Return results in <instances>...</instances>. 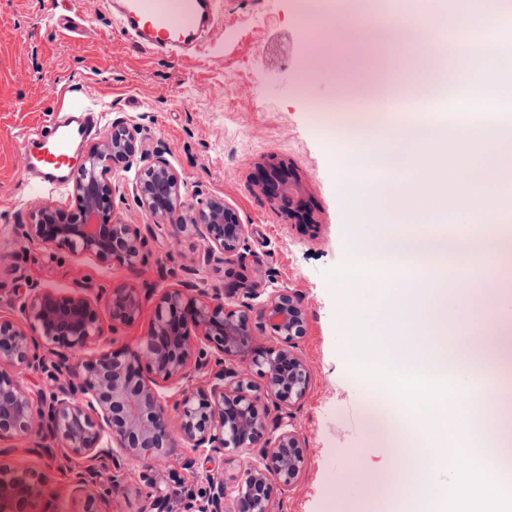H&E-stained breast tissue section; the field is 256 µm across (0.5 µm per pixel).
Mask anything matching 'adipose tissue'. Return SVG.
Masks as SVG:
<instances>
[{
    "mask_svg": "<svg viewBox=\"0 0 512 512\" xmlns=\"http://www.w3.org/2000/svg\"><path fill=\"white\" fill-rule=\"evenodd\" d=\"M383 10L398 20L407 43L425 49L432 65L412 83L393 86L389 95L397 104L416 106L427 92H442L453 112L419 123L390 124L387 133L394 150L389 158L402 173L403 192H389L382 202H369L366 221L385 230L368 242L350 248L355 270H382L387 260L421 262L428 269L422 289L432 290V316L436 326L456 323L461 333L450 353L418 358L393 351L385 362H374L373 371L401 381L426 379L427 413H415L413 424L422 430L440 427L439 445L446 461H456L459 442L472 434V414L462 411L459 398L472 375V333L469 316L458 302L456 290L439 280L447 270L446 259L455 253L456 241L449 225L474 224L494 218L512 197V41L500 40L487 47L468 41H449V29L461 28L472 15L501 26L512 20V0H415L414 8L384 0ZM440 147L458 165L479 160L476 177L459 188L448 207L424 209L407 206L408 194L416 193L425 179H438L444 166L437 161L421 164L422 152Z\"/></svg>",
    "mask_w": 512,
    "mask_h": 512,
    "instance_id": "ef3b65f1",
    "label": "adipose tissue"
}]
</instances>
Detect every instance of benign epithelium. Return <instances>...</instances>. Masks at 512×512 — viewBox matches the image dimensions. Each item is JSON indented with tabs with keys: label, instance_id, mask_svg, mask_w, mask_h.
<instances>
[{
	"label": "benign epithelium",
	"instance_id": "1",
	"mask_svg": "<svg viewBox=\"0 0 512 512\" xmlns=\"http://www.w3.org/2000/svg\"><path fill=\"white\" fill-rule=\"evenodd\" d=\"M134 166L132 193L144 215L164 219L185 208L181 182L167 159L143 148L123 122L115 121L82 155L71 180L75 207H36L28 223L19 225L22 238L135 268L153 230L115 217L112 183V172ZM265 175L263 191L288 200L284 176L274 168ZM170 228L174 236H200L207 264L240 255L246 241L236 211L219 198L196 209L190 223ZM150 300L152 320L135 345L83 356L103 335L101 311L115 333L134 325ZM13 308L20 320L0 315V442L27 437L33 441L29 452L42 456L50 440L88 459L72 480L74 493L85 500L82 512H99L98 499L112 493L132 461L145 464L144 485L163 505L168 493L155 474L169 458L174 427L185 447L208 461L253 456L243 474L230 481L223 474L205 475L208 490L185 512H274V489L289 491L299 482L306 444L279 418L269 417L271 406L300 405L311 380L296 350L307 314L288 289L211 293L192 281L179 288H95L75 281L59 291L33 282ZM253 312L269 331L265 346L255 345ZM21 370L45 374L58 386L35 401L19 378ZM253 374L262 380L265 403ZM173 386L180 388V397L170 414L165 390ZM102 460L113 468L105 483L94 467ZM52 498L38 470L0 467V512H37Z\"/></svg>",
	"mask_w": 512,
	"mask_h": 512
}]
</instances>
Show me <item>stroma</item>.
<instances>
[{
    "mask_svg": "<svg viewBox=\"0 0 512 512\" xmlns=\"http://www.w3.org/2000/svg\"><path fill=\"white\" fill-rule=\"evenodd\" d=\"M72 32L46 24L61 13L58 0H0V289L22 296L32 281L67 288L80 279L94 285L192 279L224 290L233 284L279 287L303 302L307 330L297 342L311 381L305 399L284 421L309 448L298 484L275 497V512H415L420 499L388 503L382 486L422 476L428 494L451 488L455 471L422 469L418 454L392 456L369 435L368 411L401 417L403 406L384 386L369 381L353 347L370 336L375 351L387 346V309L413 289L411 277L347 275L349 244L380 233L343 195L332 155L336 125H357L347 112L322 104L340 93L336 57L342 44L323 47L320 30L306 27L295 0H224V17L199 47L173 57L135 46L102 0H71ZM94 102L103 126L120 120L149 150L162 151L178 175L189 206L212 198L234 208L247 229L242 256L204 264L195 234L149 238L136 268L101 264L43 245H24L17 227L42 203L72 204L70 187L37 190L17 146L20 131L45 125L64 103ZM289 174L303 218L289 216L279 200L261 192L263 170ZM397 330L408 350L428 356L450 351L451 340L433 339L429 307L397 312ZM0 463L34 466L54 492L58 512H81L83 497L70 486L72 469L84 466L66 448L51 456L28 454V439L12 441ZM189 448H177L157 477L171 495L169 512L207 490L202 466L186 467ZM143 463L125 467L113 489L110 512H155L141 479ZM344 495H337V485Z\"/></svg>",
    "mask_w": 512,
    "mask_h": 512,
    "instance_id": "obj_1",
    "label": "stroma"
}]
</instances>
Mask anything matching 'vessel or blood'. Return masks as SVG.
<instances>
[{
	"mask_svg": "<svg viewBox=\"0 0 512 512\" xmlns=\"http://www.w3.org/2000/svg\"><path fill=\"white\" fill-rule=\"evenodd\" d=\"M112 10L136 45L180 54L196 47L213 26L218 0H113ZM100 109L73 103L49 124L29 130L20 139L25 167L36 187H60L76 169L78 149L101 124Z\"/></svg>",
	"mask_w": 512,
	"mask_h": 512,
	"instance_id": "vessel-or-blood-1",
	"label": "vessel or blood"
}]
</instances>
